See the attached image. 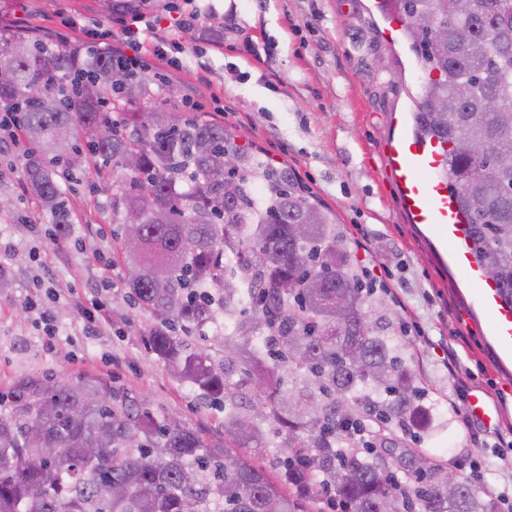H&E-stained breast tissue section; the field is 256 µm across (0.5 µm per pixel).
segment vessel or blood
I'll return each instance as SVG.
<instances>
[{
  "label": "vessel or blood",
  "instance_id": "b4317fda",
  "mask_svg": "<svg viewBox=\"0 0 512 512\" xmlns=\"http://www.w3.org/2000/svg\"><path fill=\"white\" fill-rule=\"evenodd\" d=\"M446 146L435 138L403 133L389 149L392 170L399 185L402 208L413 223L431 225L437 241L448 250L455 266L480 284L479 297L492 321L493 341L503 358H512V302L497 285L485 279L476 260L469 226L448 188ZM469 416L484 421L499 415L481 392L467 400Z\"/></svg>",
  "mask_w": 512,
  "mask_h": 512
}]
</instances>
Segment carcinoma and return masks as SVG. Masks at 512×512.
Wrapping results in <instances>:
<instances>
[{"instance_id":"obj_1","label":"carcinoma","mask_w":512,"mask_h":512,"mask_svg":"<svg viewBox=\"0 0 512 512\" xmlns=\"http://www.w3.org/2000/svg\"><path fill=\"white\" fill-rule=\"evenodd\" d=\"M452 2L382 0L427 76L413 128L448 145V187L481 266L497 268L512 301V245L502 244L512 240V166L502 165L512 163V112L486 107L512 106V0H468L463 11ZM1 49L15 83L0 86V107L21 112L36 146L24 155L30 192L63 236L57 168L71 171L83 144L109 171L114 223L140 219L129 227L137 250L122 253L129 288L156 321L150 349L222 403L224 446L105 378H29L0 391V512H318L331 490L344 512L390 502L394 512H497L461 478L448 497L451 464L393 447L398 431L416 443L432 436L434 407L344 225L287 164L199 115L154 124L148 84L120 77L108 50L82 57L21 33H0ZM451 95L455 111H441ZM469 137L488 151L455 147ZM207 327L224 329L222 360L185 340ZM364 430L367 443L356 438Z\"/></svg>"}]
</instances>
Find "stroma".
<instances>
[{"mask_svg": "<svg viewBox=\"0 0 512 512\" xmlns=\"http://www.w3.org/2000/svg\"><path fill=\"white\" fill-rule=\"evenodd\" d=\"M117 0H0V30L82 49L100 25L120 31ZM378 0H193L196 28L161 18L140 74L159 104L196 112L240 141L286 162L336 211L359 257L387 290L410 346L417 384L442 428L426 438L435 457L490 494L512 486V362L503 361L475 284L449 262L430 227L409 221L385 154L409 118L423 78L407 42L386 32ZM178 40L183 66L154 56V37ZM165 73L158 81L157 73ZM22 147L0 138V390L37 376L113 381L156 415L178 418L211 443L224 411L173 379L150 350L155 321L134 301L118 258L123 229L94 163L62 178L71 224L54 233L23 179ZM40 288H33V280ZM94 312L87 322L86 312ZM489 393L502 436L465 418L462 388Z\"/></svg>", "mask_w": 512, "mask_h": 512, "instance_id": "stroma-1", "label": "stroma"}]
</instances>
